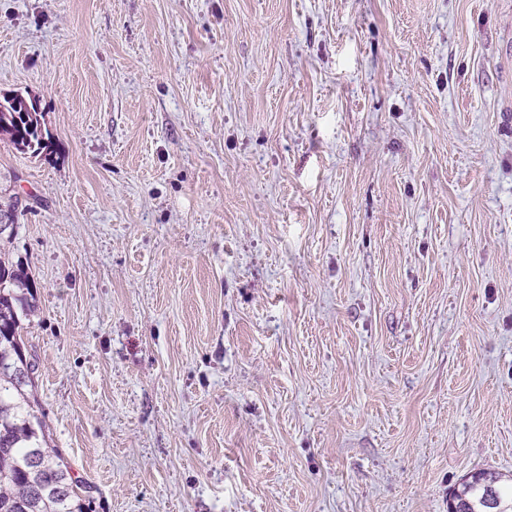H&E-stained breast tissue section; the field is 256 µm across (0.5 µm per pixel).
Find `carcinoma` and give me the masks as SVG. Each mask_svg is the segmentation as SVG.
I'll list each match as a JSON object with an SVG mask.
<instances>
[{"instance_id":"1","label":"carcinoma","mask_w":512,"mask_h":512,"mask_svg":"<svg viewBox=\"0 0 512 512\" xmlns=\"http://www.w3.org/2000/svg\"><path fill=\"white\" fill-rule=\"evenodd\" d=\"M2 133L34 154L47 147L38 112L22 96L0 102ZM37 310L31 275L0 257V512H88L85 486L50 446L45 415L33 394L35 364L24 330ZM500 481L492 472H472L450 492V505L487 512L483 493L489 486L498 507H512V489Z\"/></svg>"}]
</instances>
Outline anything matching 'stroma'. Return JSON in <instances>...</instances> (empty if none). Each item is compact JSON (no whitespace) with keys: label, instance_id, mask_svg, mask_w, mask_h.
I'll return each mask as SVG.
<instances>
[{"label":"stroma","instance_id":"obj_1","mask_svg":"<svg viewBox=\"0 0 512 512\" xmlns=\"http://www.w3.org/2000/svg\"><path fill=\"white\" fill-rule=\"evenodd\" d=\"M0 252L91 512H448L512 477V0H0ZM7 134L18 148L39 154L47 147L40 118L32 102L15 96L0 102V134ZM501 476L496 473L480 470L472 472L467 475L459 486L454 488L449 495H451L448 508L451 509L453 505L457 507L467 504L474 511L471 512H485L487 509L505 508L511 506L512 509V486L505 489L500 485ZM485 486H490L494 492L495 499L498 502L496 508H491L483 503V493Z\"/></svg>","mask_w":512,"mask_h":512}]
</instances>
